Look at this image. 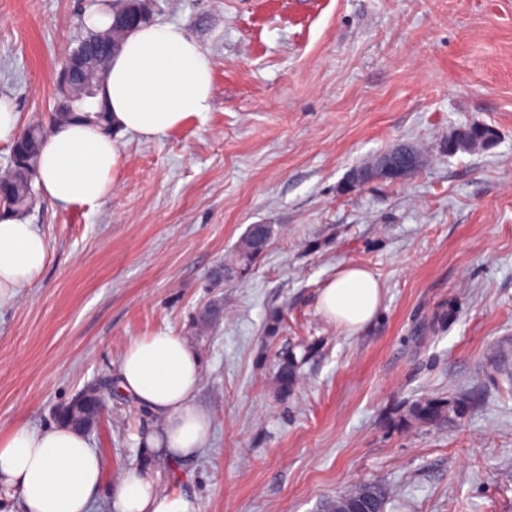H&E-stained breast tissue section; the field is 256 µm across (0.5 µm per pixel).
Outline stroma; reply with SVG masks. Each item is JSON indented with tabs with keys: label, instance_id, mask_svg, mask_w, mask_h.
<instances>
[{
	"label": "stroma",
	"instance_id": "1",
	"mask_svg": "<svg viewBox=\"0 0 512 512\" xmlns=\"http://www.w3.org/2000/svg\"><path fill=\"white\" fill-rule=\"evenodd\" d=\"M103 4L0 0V94L21 124L51 127L61 63ZM153 21L200 44L212 109L118 134L96 208L42 198L27 214L50 253L0 308V429L56 425L131 339L169 332L200 356L211 420L195 459L160 465L195 512H325L361 483L385 488V512H512V394L486 366L512 341V0H158ZM473 123L494 146L449 154ZM400 142L422 151L417 173L348 184ZM252 224L273 225L270 246L214 283ZM344 265L384 289L354 335L318 309ZM473 388L483 402L453 426L405 424L416 399ZM109 409L90 442L111 481L144 466L153 420L118 392Z\"/></svg>",
	"mask_w": 512,
	"mask_h": 512
}]
</instances>
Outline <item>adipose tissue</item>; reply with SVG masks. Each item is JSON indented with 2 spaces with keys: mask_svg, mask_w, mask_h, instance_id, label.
<instances>
[{
  "mask_svg": "<svg viewBox=\"0 0 512 512\" xmlns=\"http://www.w3.org/2000/svg\"><path fill=\"white\" fill-rule=\"evenodd\" d=\"M112 133L70 122L45 136L36 185L61 207L92 208L112 194L121 163L114 132L152 138L205 118L213 103L211 66L182 28L148 23L129 34L112 57L100 94ZM49 244L24 218L0 216V306L19 288L39 280ZM383 303L379 281L367 269L341 266L322 288L319 309L353 334L368 325ZM201 381L197 351L168 332L132 339L118 367L119 391L156 419L138 436L143 455L163 454L170 464L193 459L207 443L210 419L196 403ZM106 465L87 436L66 425L0 429V502L20 512H91L105 482ZM114 512H195L192 500L167 490L146 467L121 471L112 487Z\"/></svg>",
  "mask_w": 512,
  "mask_h": 512,
  "instance_id": "obj_1",
  "label": "adipose tissue"
}]
</instances>
